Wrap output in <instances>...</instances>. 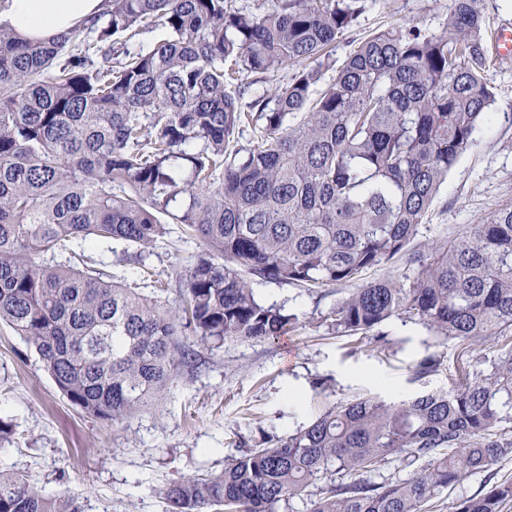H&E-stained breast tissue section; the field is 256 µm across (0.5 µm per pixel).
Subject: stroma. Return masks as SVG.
Wrapping results in <instances>:
<instances>
[{"label": "stroma", "instance_id": "35a3bbf8", "mask_svg": "<svg viewBox=\"0 0 512 512\" xmlns=\"http://www.w3.org/2000/svg\"><path fill=\"white\" fill-rule=\"evenodd\" d=\"M450 4L368 0L356 25L337 39L336 59L344 61L361 38L389 27L441 33ZM491 52L484 78L496 94L495 121L478 129L475 144L449 171L407 255L464 235L512 199V52L497 45ZM204 250L172 224L139 263L130 261L133 249L122 241L93 243L84 253L115 281L151 288L187 274ZM352 289L333 284L312 295L294 285L256 284L259 300L297 315L293 331L263 342L198 345L203 367L184 371L150 409L117 422L71 405L35 349L0 326V421L13 431L12 444L0 447V467L29 475L46 493L70 496L79 512H164L160 487L221 472L243 446L285 437L357 396L397 402L455 388L462 372L479 374L512 351V337H500L477 340L466 354L424 325L398 318L383 325L381 342L334 334L325 318ZM428 356L438 361L435 371L418 375V362ZM501 483H512V457L457 483L429 512H452L456 501Z\"/></svg>", "mask_w": 512, "mask_h": 512}]
</instances>
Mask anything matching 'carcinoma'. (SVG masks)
Masks as SVG:
<instances>
[{
    "mask_svg": "<svg viewBox=\"0 0 512 512\" xmlns=\"http://www.w3.org/2000/svg\"><path fill=\"white\" fill-rule=\"evenodd\" d=\"M367 0H109L96 43L81 30L29 42L0 24V324L23 337L63 397L121 420L194 368L202 344L261 341L298 318L255 294L256 279L302 288L356 282L402 253L459 156L495 120L483 73L492 30L477 0H452L444 32L390 27L361 39L336 77L332 45ZM149 51L131 39L152 28ZM287 67L288 82L244 105L245 78ZM246 127L256 132L238 146ZM181 226L206 252L180 280L145 295L77 247L146 248ZM405 284L360 285L329 328L365 335L393 317L469 347L512 335V202L417 259ZM512 353L449 393L399 403L359 397L219 474L159 490L165 512H276L327 480L313 512H423L512 455ZM391 455L423 459L403 481L363 475ZM512 483L453 512H501ZM0 512H77L26 476L0 469Z\"/></svg>",
    "mask_w": 512,
    "mask_h": 512,
    "instance_id": "cac0c4a2",
    "label": "carcinoma"
}]
</instances>
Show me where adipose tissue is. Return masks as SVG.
I'll use <instances>...</instances> for the list:
<instances>
[{"label": "adipose tissue", "mask_w": 512, "mask_h": 512, "mask_svg": "<svg viewBox=\"0 0 512 512\" xmlns=\"http://www.w3.org/2000/svg\"><path fill=\"white\" fill-rule=\"evenodd\" d=\"M105 0H8L0 22L24 37L49 41L101 14Z\"/></svg>", "instance_id": "adipose-tissue-1"}]
</instances>
